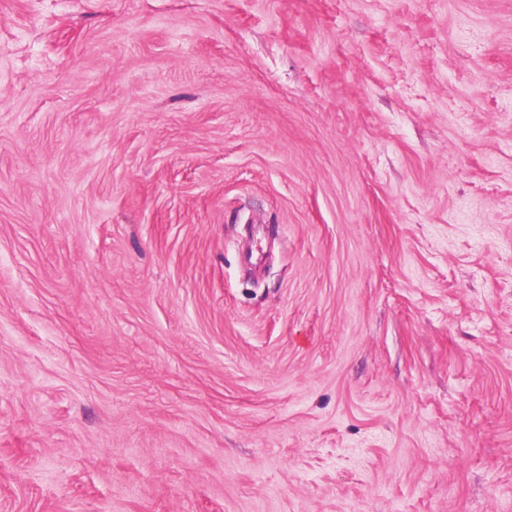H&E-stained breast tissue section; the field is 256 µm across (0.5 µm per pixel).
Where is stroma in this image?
Listing matches in <instances>:
<instances>
[{
    "label": "stroma",
    "instance_id": "35a3bbf8",
    "mask_svg": "<svg viewBox=\"0 0 512 512\" xmlns=\"http://www.w3.org/2000/svg\"><path fill=\"white\" fill-rule=\"evenodd\" d=\"M0 512H512V0H0Z\"/></svg>",
    "mask_w": 512,
    "mask_h": 512
}]
</instances>
